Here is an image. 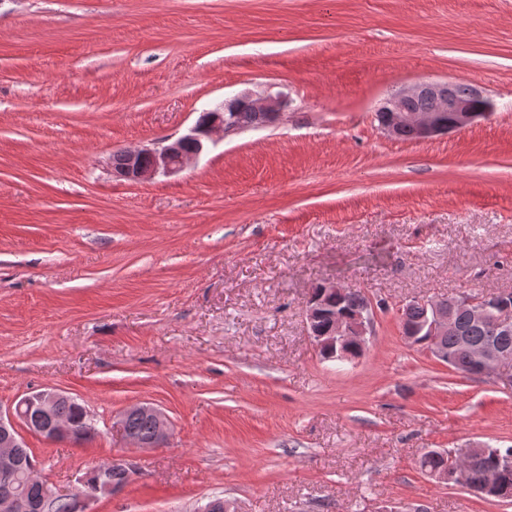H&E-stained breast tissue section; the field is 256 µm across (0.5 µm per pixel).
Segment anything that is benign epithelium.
Here are the masks:
<instances>
[{
    "label": "benign epithelium",
    "instance_id": "obj_1",
    "mask_svg": "<svg viewBox=\"0 0 512 512\" xmlns=\"http://www.w3.org/2000/svg\"><path fill=\"white\" fill-rule=\"evenodd\" d=\"M451 83L423 82L405 88L386 99L380 108L382 112L392 113V121L382 125L384 132L391 138L399 137V129L408 123L417 130V139L427 140L438 135L460 131L473 125L494 108L492 100L476 87L471 88L468 98H450L446 94ZM421 95L436 99L437 106L429 111L414 112L405 107V103ZM286 105L283 95L241 94L231 100H225L208 110L206 118L198 120L188 133L162 146H141L122 150L123 164L113 170L119 180L141 182L158 175H171L180 172L188 163L199 158L214 141V137L239 128L235 122L236 113L242 110L257 112L271 124L278 120L280 111ZM427 312L429 320L421 326L420 333L432 337L452 331L459 336V347L470 356L469 375L492 378L512 388V352L501 344V339L512 335V306L505 294L489 300L461 294L443 305L440 300L420 302ZM464 307L473 320L489 323L495 330V336L488 341L474 345L464 331L455 326V310ZM322 305L309 302L305 309V321L309 335L313 338L318 351L327 358L355 360L363 354L367 335L371 334L373 321L372 303H367L363 311L348 316L335 315L332 325L325 333L318 331L315 322L321 314ZM62 399H72L65 392L48 387L30 393L19 399L8 410L0 409V470L10 471L16 466L15 449L25 438L20 429L36 431L55 441L71 432L70 424L56 422L49 427L36 428L30 414L50 415L56 403ZM136 409L151 415L156 421V432L151 443H144L125 431L126 416H121L118 427L125 437L137 448L157 447L163 444L170 431L166 414L150 402H143ZM95 483L92 490L79 497L82 512H88L91 502L108 497L121 490V486L112 481L109 472L103 468L94 470ZM39 491L38 503L34 504L24 496L8 495L0 497V512H32L35 507L65 497V494L52 490L46 483L36 481Z\"/></svg>",
    "mask_w": 512,
    "mask_h": 512
}]
</instances>
